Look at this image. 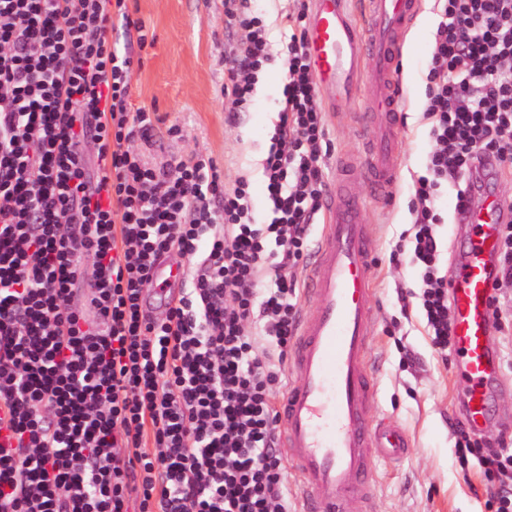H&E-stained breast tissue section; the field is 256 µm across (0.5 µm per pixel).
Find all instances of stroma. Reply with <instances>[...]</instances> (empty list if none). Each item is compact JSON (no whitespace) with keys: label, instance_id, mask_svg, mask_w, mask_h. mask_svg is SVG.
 Instances as JSON below:
<instances>
[{"label":"stroma","instance_id":"1","mask_svg":"<svg viewBox=\"0 0 512 512\" xmlns=\"http://www.w3.org/2000/svg\"><path fill=\"white\" fill-rule=\"evenodd\" d=\"M127 5L131 17L144 22L154 38L153 46L142 50V63L131 77L133 107L155 110L162 118L151 139L140 146L145 160L162 167L179 159H209L229 187L247 175L257 220H270L262 162L280 110L281 55L288 41L281 15L292 9L291 0L254 2L270 30L274 69L241 112L233 111L224 97V61L246 33L228 24L224 0H127ZM439 21L434 0H422L404 42L392 198L378 199L360 170L351 173L372 229L373 314L365 363L376 392L371 414L375 421L402 428L409 442L408 453L400 459L378 453L372 457V512H481L485 495L477 461L461 463L455 449V431L465 423L462 405L467 396L459 358L452 354L440 359L419 307L401 308L399 292L416 293L421 287L411 251H404L399 260L390 258L401 234L411 228L412 179L424 173L431 147L423 112L427 63ZM372 93L371 84L363 83L361 93L328 122L335 154H358L361 142L354 118L369 107ZM173 123L180 127L175 137L167 133ZM493 337L508 385L497 396L494 423L481 432L486 440L496 438L497 421H512V334L497 331Z\"/></svg>","mask_w":512,"mask_h":512}]
</instances>
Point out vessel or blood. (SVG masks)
I'll use <instances>...</instances> for the list:
<instances>
[{
	"mask_svg": "<svg viewBox=\"0 0 512 512\" xmlns=\"http://www.w3.org/2000/svg\"><path fill=\"white\" fill-rule=\"evenodd\" d=\"M349 2L310 0L307 45L328 109L355 96L363 72H370L373 104L360 117V129L369 135L363 166L374 192L386 200L396 186L402 42L421 0H369V15L361 21L351 15ZM478 172L477 187L454 210L455 224L466 233L450 286L452 332L467 385L464 415L476 430L492 419L503 385L488 303L505 216L494 192L498 161L482 157ZM371 265L364 204L339 182L325 199V224L307 269L305 292L314 303L288 354L292 382L278 406L283 448L303 479L307 512H370L373 449L396 458L408 448L402 429L373 423L369 416L375 399L365 370Z\"/></svg>",
	"mask_w": 512,
	"mask_h": 512,
	"instance_id": "1",
	"label": "vessel or blood"
}]
</instances>
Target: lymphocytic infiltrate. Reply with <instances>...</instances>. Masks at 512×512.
<instances>
[{"label": "lymphocytic infiltrate", "mask_w": 512, "mask_h": 512, "mask_svg": "<svg viewBox=\"0 0 512 512\" xmlns=\"http://www.w3.org/2000/svg\"><path fill=\"white\" fill-rule=\"evenodd\" d=\"M436 6L411 243L444 355L455 343L436 200L478 157L512 165V0ZM224 13L246 32L224 72L225 98L243 109L271 45L252 0H224ZM307 19L304 4L285 15L281 109L262 164L272 219L260 223L247 179L228 189L203 161L155 168L131 149L159 118L132 109L134 61L108 38L147 41L125 0H0V427L13 439L0 446V512H289L275 393L332 151ZM171 253L192 264L155 321L144 286ZM455 448L478 462L483 512H512V448L469 428Z\"/></svg>", "instance_id": "obj_1"}]
</instances>
